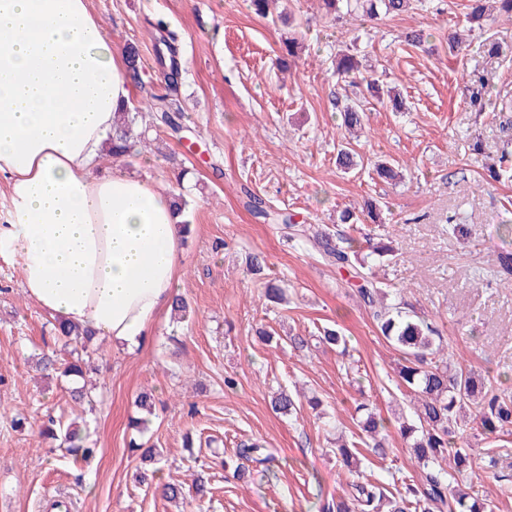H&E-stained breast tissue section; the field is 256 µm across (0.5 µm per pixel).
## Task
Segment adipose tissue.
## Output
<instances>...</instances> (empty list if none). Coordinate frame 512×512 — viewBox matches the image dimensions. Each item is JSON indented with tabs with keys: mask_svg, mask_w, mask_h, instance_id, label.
Returning a JSON list of instances; mask_svg holds the SVG:
<instances>
[{
	"mask_svg": "<svg viewBox=\"0 0 512 512\" xmlns=\"http://www.w3.org/2000/svg\"><path fill=\"white\" fill-rule=\"evenodd\" d=\"M129 99L90 0H0V254L43 311L133 353L171 308L183 229L162 185L100 169Z\"/></svg>",
	"mask_w": 512,
	"mask_h": 512,
	"instance_id": "ef3b65f1",
	"label": "adipose tissue"
}]
</instances>
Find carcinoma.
Masks as SVG:
<instances>
[{"label": "carcinoma", "instance_id": "cac0c4a2", "mask_svg": "<svg viewBox=\"0 0 512 512\" xmlns=\"http://www.w3.org/2000/svg\"><path fill=\"white\" fill-rule=\"evenodd\" d=\"M416 0H322L323 9L329 15L340 16L341 8L353 19L373 20L384 13L399 14L411 9ZM486 0H469L467 19L469 24L483 25L495 20L488 13ZM172 36L160 40L167 54L164 65L169 69L165 75L168 85L176 86L181 79V68L176 60ZM360 73V61L352 49L336 55L335 75L349 78ZM470 103L481 108L490 107L497 113L498 129L503 138V150L497 162L486 166L490 178L499 182L512 178V96H487L483 79L475 81L470 89ZM342 124L347 129L362 125L364 102L351 101L340 110ZM184 114L172 112L164 99L156 97L151 112H122L113 126L111 147L112 159L118 160L133 153V126L137 121H149L161 125L175 137L183 129ZM337 166L350 172L362 166L361 156L351 143L338 151ZM245 207L257 219L279 221L288 226V239L298 241L315 251L327 264L347 270L360 282L358 294L364 308L384 339L399 354L398 375L406 392L415 395L413 417L400 425L403 438L410 442V449L420 479L404 480L387 487L381 483L354 480L342 495L326 502L322 512H495V500L479 485L468 479L467 471L476 461L503 482L504 491H512V480L501 473L503 454L496 448L481 452L471 448L464 434L471 423H476L483 435H505L512 432V394L497 389L488 376L476 373L454 360L448 354L443 337L434 320L417 311L401 295L378 277V269L396 256L392 242H377L366 254L352 250L353 238L334 236L318 230L307 235L305 225L296 222L294 215L274 210L263 198L248 187L241 188ZM379 204L367 201L359 209L345 208L340 211L337 223L353 227L370 222L382 223ZM57 339L66 347H72L71 360L62 374L66 377L84 376L83 353L91 343V335L79 327L56 319L54 324ZM323 344L341 348L346 352V340L335 329L325 328L319 336ZM272 404L281 413L291 415L297 411V402L281 391ZM360 414L357 426L360 441H338L330 449L336 464L352 474H360L362 459L357 445L381 458L386 457L383 433L385 420L369 404L357 405ZM41 435L59 442V447L68 454L87 462L97 449L89 446L87 433L75 422L64 423L63 418L51 414L44 416L40 426ZM241 463L234 467V477L242 479L250 474L246 463L267 466L273 454L258 444L245 445L237 449Z\"/></svg>", "mask_w": 512, "mask_h": 512}]
</instances>
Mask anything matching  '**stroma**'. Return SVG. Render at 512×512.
I'll return each mask as SVG.
<instances>
[{
    "mask_svg": "<svg viewBox=\"0 0 512 512\" xmlns=\"http://www.w3.org/2000/svg\"><path fill=\"white\" fill-rule=\"evenodd\" d=\"M297 27L272 24L248 0H91L112 44L139 52L141 86L130 106L167 97L185 115L182 139L149 128L147 152L117 162L169 190L184 191L193 231L183 244L184 267L175 286L192 309L185 321L162 315L144 348L127 354L101 338L92 344L90 375L97 402L84 425L99 453L88 464L51 452L39 433L47 413H70V382L40 371L42 352L61 349L54 317L24 293L18 267L0 256V512H46L67 495L72 512H321L349 478L330 450L338 433L355 428V407L367 401L391 419L385 459L365 470L384 483L417 474L408 444L393 421L407 413L397 352L378 335L354 281L293 245L284 225L255 219L242 187L295 214L297 221L335 228L337 215L365 201H385L380 224L363 225L355 247L391 239L399 251L382 271L390 287L434 318L448 344L474 371L490 373L512 392V281L499 272V253L512 252V183H488L485 168L502 149L491 112L469 101L472 78L489 95L512 94V21L476 30L461 56L448 51L449 32L464 27L467 0H425L422 7L374 22L337 21L319 0H281ZM175 32L182 78L168 87L159 63V27ZM422 31L429 48L399 36ZM302 49L281 69L285 38ZM356 45L363 75L383 73L406 109L392 101L366 106L356 149L358 173L336 167L343 135L337 99L357 87L333 73L340 49ZM399 163L403 178H379L373 165ZM484 190H477V183ZM264 258L261 273L249 256ZM287 283V303L266 301V282ZM273 331L272 341L257 336ZM324 327L339 328L350 360L315 342ZM311 337L308 349L284 343L288 333ZM280 387L317 396L336 428L309 406L288 415L273 410ZM154 396L150 442L165 454L157 483L190 485L206 472L212 494L186 493L175 504L138 484L145 468L132 453L141 416L135 400ZM25 426L11 424L14 415ZM275 455L269 471L239 480L223 461L240 444Z\"/></svg>",
    "mask_w": 512,
    "mask_h": 512,
    "instance_id": "1",
    "label": "stroma"
}]
</instances>
